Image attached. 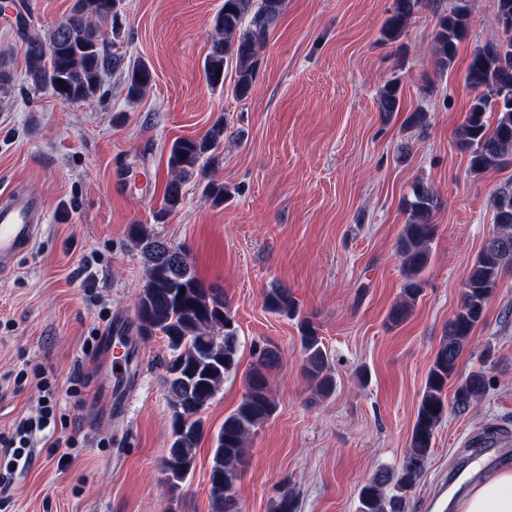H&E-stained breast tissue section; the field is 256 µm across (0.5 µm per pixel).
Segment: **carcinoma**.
Masks as SVG:
<instances>
[{
	"label": "carcinoma",
	"instance_id": "carcinoma-1",
	"mask_svg": "<svg viewBox=\"0 0 512 512\" xmlns=\"http://www.w3.org/2000/svg\"><path fill=\"white\" fill-rule=\"evenodd\" d=\"M119 4L120 0H76L48 40L28 37L26 79L36 88L52 89L65 102L94 100L101 74L108 69L119 71L125 65L123 55L107 49L98 26L99 21L110 18L112 33H120ZM423 6V0H393L382 36L388 41L398 38ZM285 7L286 0H224L213 19V40L203 63L207 85L224 87L225 70L232 62L233 94L239 99L249 97L262 65L261 51ZM491 8L502 35L476 48L471 56L465 83L472 99L457 131V144L468 153L469 168L477 174L512 161V0H491ZM468 21L469 0H453L449 9L435 10L432 53L440 69L453 65ZM152 81L148 65H133L125 81L127 99L134 102L142 98ZM378 100L380 111H400L398 84L386 82ZM223 140L224 119L220 118L202 137L172 142L167 158L170 178L159 217L179 208L185 178L202 174L205 166L219 161ZM437 205V194L429 183L418 180L411 185L405 201L407 218L397 248L405 283L400 301L389 313L393 326L407 319L423 293ZM492 210L493 231L469 271L462 304L434 355L401 465L396 473L382 471L362 485L358 512H405L407 494L424 472L436 429L447 417L448 409L465 412L490 386L482 370L457 378V365L474 328L484 318L487 302L499 287L503 272L512 267V182L495 191ZM130 236L147 265L136 307L138 334L165 338L169 350L165 384L172 407V442L164 468L170 485L178 487L194 467L196 446L203 435L201 414L224 385V379L237 371L240 339L224 291L198 277L185 247L178 245L173 253H167V242L142 224L134 225ZM263 304L272 313L298 320L305 375L318 394L332 393L335 382L329 356L310 317L301 313L288 290L279 285L265 291ZM279 360L275 347L254 348L244 376L242 400L214 437L209 488L212 512H241L235 488L246 465L251 439L276 413L268 373ZM452 380L455 390L450 403L447 390ZM297 509V494L283 486L272 512Z\"/></svg>",
	"mask_w": 512,
	"mask_h": 512
}]
</instances>
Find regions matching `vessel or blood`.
Segmentation results:
<instances>
[{"mask_svg": "<svg viewBox=\"0 0 512 512\" xmlns=\"http://www.w3.org/2000/svg\"><path fill=\"white\" fill-rule=\"evenodd\" d=\"M44 222L45 207L40 199L16 186L0 190V273L9 272L18 257L32 248ZM470 456V461L449 477L451 493L464 491L500 461L512 457V440L478 441Z\"/></svg>", "mask_w": 512, "mask_h": 512, "instance_id": "1", "label": "vessel or blood"}]
</instances>
